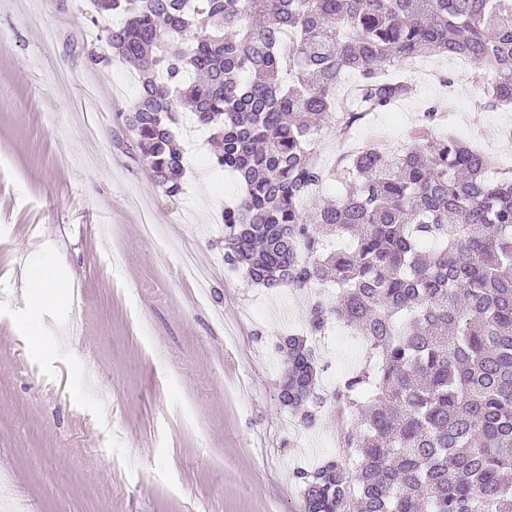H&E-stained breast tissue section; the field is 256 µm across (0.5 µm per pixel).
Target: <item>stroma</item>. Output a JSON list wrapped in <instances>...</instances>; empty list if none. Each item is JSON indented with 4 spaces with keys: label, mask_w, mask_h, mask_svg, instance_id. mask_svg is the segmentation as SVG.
Here are the masks:
<instances>
[{
    "label": "stroma",
    "mask_w": 512,
    "mask_h": 512,
    "mask_svg": "<svg viewBox=\"0 0 512 512\" xmlns=\"http://www.w3.org/2000/svg\"><path fill=\"white\" fill-rule=\"evenodd\" d=\"M93 15L90 0H0V512H300L294 471L358 427L334 395L365 343L336 324L315 344L326 403L303 428L279 402L275 344L335 287L227 268L218 217L236 176L201 127L178 139L182 194L154 183L119 118L137 86L87 61L106 25ZM482 87L419 79L353 136L400 150L425 100L446 97L448 131L511 165L512 110L480 109ZM185 249L212 269L206 290L176 276ZM43 272L60 289L38 304L22 290Z\"/></svg>",
    "instance_id": "1"
}]
</instances>
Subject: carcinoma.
<instances>
[{
  "mask_svg": "<svg viewBox=\"0 0 512 512\" xmlns=\"http://www.w3.org/2000/svg\"><path fill=\"white\" fill-rule=\"evenodd\" d=\"M96 49L138 75L119 114L169 196L183 190L172 125L188 108L242 192L224 208V261L266 288H337L283 337L279 397L305 428L322 397L313 337L336 320L366 360L335 395L359 412L346 447L293 477L302 512H512V166L451 134L436 99L398 153L378 143L331 166L369 115L410 98L437 56L492 68L481 107L512 105V0H92ZM198 37L185 42L187 33ZM339 179L336 200H308Z\"/></svg>",
  "mask_w": 512,
  "mask_h": 512,
  "instance_id": "carcinoma-1",
  "label": "carcinoma"
}]
</instances>
